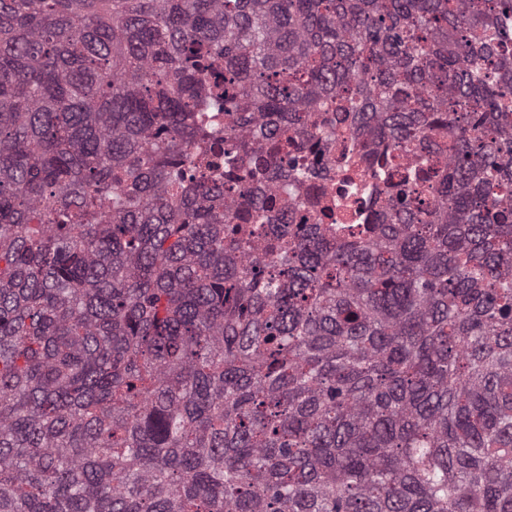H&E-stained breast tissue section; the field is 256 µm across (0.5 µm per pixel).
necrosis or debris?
I'll use <instances>...</instances> for the list:
<instances>
[{
    "mask_svg": "<svg viewBox=\"0 0 512 512\" xmlns=\"http://www.w3.org/2000/svg\"><path fill=\"white\" fill-rule=\"evenodd\" d=\"M320 145L326 167L324 176L297 185L288 197H275L280 212L293 206L319 217L325 224H370L382 202L380 190L387 179L399 178L416 166L440 170L445 164L439 157L396 151L390 153L383 167L370 165L364 158L366 149L354 138L348 118L326 125Z\"/></svg>",
    "mask_w": 512,
    "mask_h": 512,
    "instance_id": "necrosis-or-debris-1",
    "label": "necrosis or debris"
}]
</instances>
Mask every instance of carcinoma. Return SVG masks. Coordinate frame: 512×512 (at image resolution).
<instances>
[{
	"label": "carcinoma",
	"mask_w": 512,
	"mask_h": 512,
	"mask_svg": "<svg viewBox=\"0 0 512 512\" xmlns=\"http://www.w3.org/2000/svg\"><path fill=\"white\" fill-rule=\"evenodd\" d=\"M511 13L0 0V512H512ZM330 110L446 168L279 223Z\"/></svg>",
	"instance_id": "carcinoma-1"
}]
</instances>
